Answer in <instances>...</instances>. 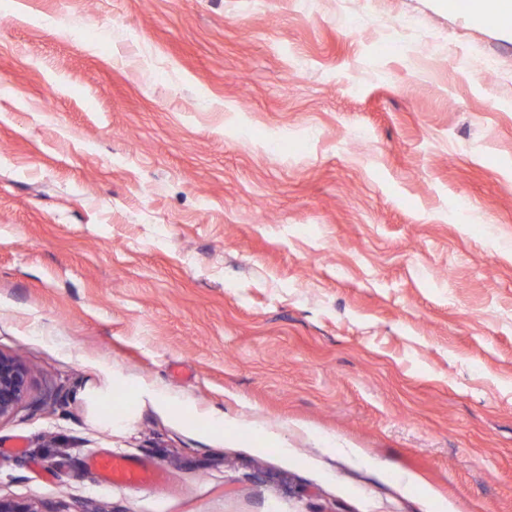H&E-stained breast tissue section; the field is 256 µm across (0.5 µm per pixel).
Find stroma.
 <instances>
[{
  "label": "stroma",
  "mask_w": 512,
  "mask_h": 512,
  "mask_svg": "<svg viewBox=\"0 0 512 512\" xmlns=\"http://www.w3.org/2000/svg\"><path fill=\"white\" fill-rule=\"evenodd\" d=\"M1 17L0 352L32 382L0 497L512 512L511 28L465 0ZM106 368L223 412V440L149 407L93 426L77 395ZM101 453L168 480L108 485Z\"/></svg>",
  "instance_id": "stroma-1"
}]
</instances>
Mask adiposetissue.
Instances as JSON below:
<instances>
[{"label": "adipose tissue", "mask_w": 512, "mask_h": 512, "mask_svg": "<svg viewBox=\"0 0 512 512\" xmlns=\"http://www.w3.org/2000/svg\"><path fill=\"white\" fill-rule=\"evenodd\" d=\"M127 393L132 394L135 402L150 404L176 423L183 421L190 411L189 405L165 389L136 384L131 378L115 376L109 369L102 370L97 379L80 392L78 399L90 420L114 431H124L131 426L133 414L108 411L107 405L111 398L120 399Z\"/></svg>", "instance_id": "1"}]
</instances>
